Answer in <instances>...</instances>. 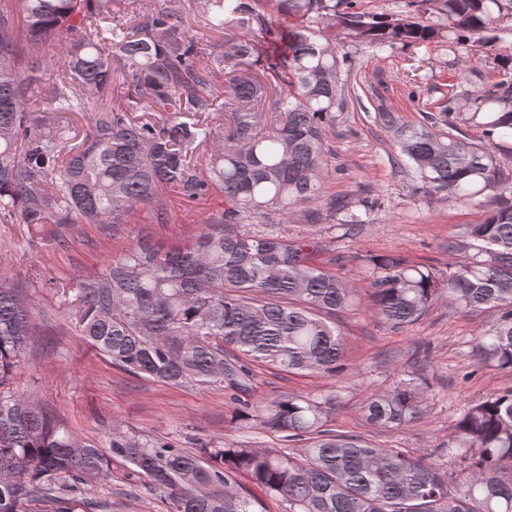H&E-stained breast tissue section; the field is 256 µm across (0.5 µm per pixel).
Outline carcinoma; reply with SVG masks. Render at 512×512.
Segmentation results:
<instances>
[{
  "label": "carcinoma",
  "instance_id": "obj_1",
  "mask_svg": "<svg viewBox=\"0 0 512 512\" xmlns=\"http://www.w3.org/2000/svg\"><path fill=\"white\" fill-rule=\"evenodd\" d=\"M211 29L233 22L210 61L201 38L181 25L182 0H161L127 27L103 37L93 18L124 12V0H0V223L24 224L48 247L63 245L64 224H123L142 207L168 219V192L196 200L224 195V212L184 248L141 237L103 271L73 284L84 304L81 334L112 365L172 385L231 393V421L260 428L298 453L226 441L189 452L171 442L114 432L103 446L83 441L29 398L6 390L31 321L0 271V512H70L69 494L87 478H112L119 460L167 512H257L235 488L245 475L284 512H512V389L469 404L451 438L463 479L404 448H385L333 428L331 396L253 399L256 367L330 378L344 370L336 319L362 297L314 263L316 238L250 232L242 219L271 210L288 220L324 196L352 65L350 52L321 42L313 24L379 47L443 39L478 48L494 80L468 111H422L417 125L379 113L420 189L461 202L493 196L479 224L450 249L466 260L442 276L399 253L369 259L371 308L384 325L420 321L433 299L461 310H491L476 339L478 363L512 373V56L489 55L509 33L512 0H403L397 13L362 0H193ZM288 17V29L278 18ZM266 62L279 91L261 128L264 83L249 69ZM224 83L229 131L208 122L216 72ZM127 91L94 113L75 145L67 115L92 95ZM481 132L461 139V127ZM211 146L204 171L192 164ZM369 425L395 429L423 416L414 378L370 397Z\"/></svg>",
  "mask_w": 512,
  "mask_h": 512
}]
</instances>
